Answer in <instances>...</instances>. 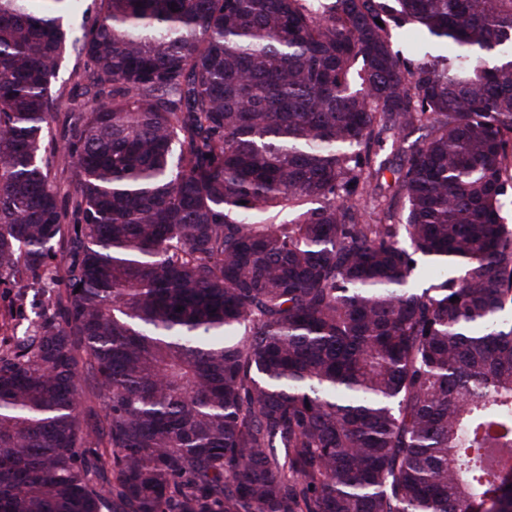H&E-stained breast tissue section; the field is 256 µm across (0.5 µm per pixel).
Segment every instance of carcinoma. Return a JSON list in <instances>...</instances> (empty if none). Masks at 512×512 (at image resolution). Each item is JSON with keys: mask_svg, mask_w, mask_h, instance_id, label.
I'll return each instance as SVG.
<instances>
[{"mask_svg": "<svg viewBox=\"0 0 512 512\" xmlns=\"http://www.w3.org/2000/svg\"><path fill=\"white\" fill-rule=\"evenodd\" d=\"M78 2L0 0V512H512V0H100L56 146ZM76 64H80V70H83L85 59L71 52L60 68L54 83L56 94L59 92L64 94L56 111L58 113L57 117L54 118L50 125V135L54 144L62 143L67 137L66 129L62 124L64 112H71L74 109L82 108L89 100V95L84 93V89L74 85L75 75H73L72 69Z\"/></svg>", "mask_w": 512, "mask_h": 512, "instance_id": "cac0c4a2", "label": "carcinoma"}]
</instances>
